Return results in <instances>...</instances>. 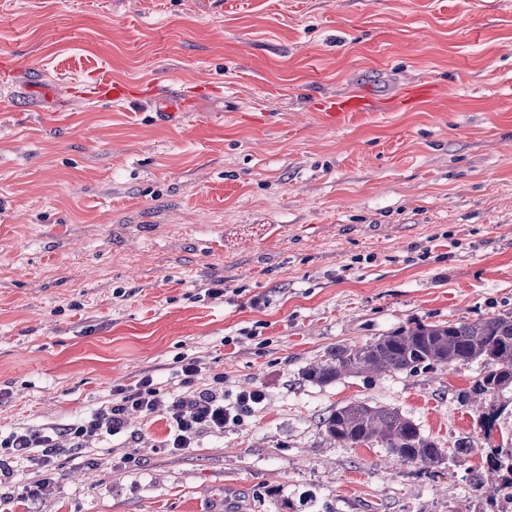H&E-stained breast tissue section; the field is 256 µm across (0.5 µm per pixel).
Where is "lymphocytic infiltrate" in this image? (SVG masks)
<instances>
[{
    "label": "lymphocytic infiltrate",
    "instance_id": "lymphocytic-infiltrate-1",
    "mask_svg": "<svg viewBox=\"0 0 512 512\" xmlns=\"http://www.w3.org/2000/svg\"><path fill=\"white\" fill-rule=\"evenodd\" d=\"M201 359L183 356L175 376L180 392L166 390L153 376L145 375L113 389L110 399L66 423L21 425L0 432V485H12L18 498L33 502L46 490L47 474L56 469L60 455L94 447L104 438L121 434L132 414L158 416L169 425L167 447L175 451L192 448L204 432H223L226 424L242 421L264 396L261 391L240 392L234 402L224 400V377L205 376ZM36 462L44 480L16 483L14 464Z\"/></svg>",
    "mask_w": 512,
    "mask_h": 512
}]
</instances>
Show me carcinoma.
<instances>
[{
    "instance_id": "carcinoma-1",
    "label": "carcinoma",
    "mask_w": 512,
    "mask_h": 512,
    "mask_svg": "<svg viewBox=\"0 0 512 512\" xmlns=\"http://www.w3.org/2000/svg\"><path fill=\"white\" fill-rule=\"evenodd\" d=\"M478 360L485 363L486 371L462 392L461 402L485 401L512 391V311L474 322L402 326L365 344L338 347L304 375L309 381L328 383L352 374L416 373ZM511 406L512 399L488 404L479 426L491 433ZM323 426L328 439L343 448L380 442L393 460L423 470L457 463L455 453L445 452L423 436L411 419L384 406L348 403L324 419ZM482 461V469L469 475V486L475 497L490 503L494 496L486 491L485 474L495 477L497 491L512 489V447L490 448Z\"/></svg>"
}]
</instances>
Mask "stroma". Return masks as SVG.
Listing matches in <instances>:
<instances>
[{
    "label": "stroma",
    "instance_id": "1",
    "mask_svg": "<svg viewBox=\"0 0 512 512\" xmlns=\"http://www.w3.org/2000/svg\"><path fill=\"white\" fill-rule=\"evenodd\" d=\"M132 98L97 97L98 71ZM426 80L418 109L322 100ZM186 108L158 121L154 90ZM223 288V296L206 289ZM264 305L255 307L254 297ZM512 309V0H0V431L63 423L184 355L263 404L190 451L166 421L59 460L12 512H471L480 361L316 383L343 345ZM399 411L426 471L322 422ZM437 94V86L428 81L404 88L399 95L386 102L363 92L349 91L325 99L320 104V112L327 123L336 125L353 112H377L380 104L384 103L392 107L412 109L431 102Z\"/></svg>",
    "mask_w": 512,
    "mask_h": 512
}]
</instances>
